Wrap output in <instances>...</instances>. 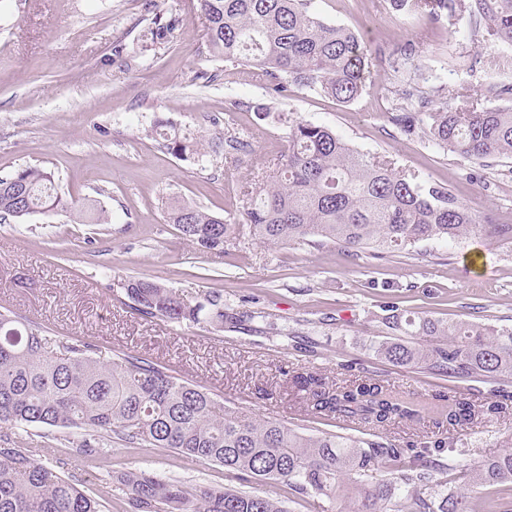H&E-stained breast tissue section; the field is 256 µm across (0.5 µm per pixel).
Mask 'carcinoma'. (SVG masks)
I'll return each instance as SVG.
<instances>
[{"mask_svg":"<svg viewBox=\"0 0 512 512\" xmlns=\"http://www.w3.org/2000/svg\"><path fill=\"white\" fill-rule=\"evenodd\" d=\"M207 49L227 66L244 63L271 94L297 85L342 104L358 100L369 78V55L344 26L313 15L309 0H197ZM410 15L464 18L478 24L483 44L512 47V0H391ZM172 21L155 20L152 42L168 39ZM400 103L390 122L471 163L512 158V108L487 106L461 94L448 106V88L419 91L423 74L404 56L391 62ZM483 68L498 81L484 97L512 94V56L490 54ZM155 134L168 153L206 161L201 141L169 122ZM253 234L276 245L317 237L356 253L411 248L426 240L456 241L471 235L512 240L511 224H485L444 186L368 156L323 126L288 125V151L273 159L259 186L243 191ZM75 207L59 192L55 176L21 168L0 177V214L16 220ZM167 221L202 252L224 253L234 239L231 218L217 217L187 201H174ZM126 293L136 311L172 322L224 328V296L214 291L192 303L155 281L134 280ZM385 336L370 349L396 365L464 377L512 378V328L481 322H446L383 307ZM39 327L0 311V512H102L76 480L43 465L33 450L15 444L7 430L38 423L80 431L75 452L99 461L101 446L118 433L138 448H171L254 480L273 479L305 497L344 498L350 512H477L491 490L512 485V451L474 466L446 468L423 459V444L393 443L321 432L308 435L273 420L258 421L224 405L203 388L142 358H104L74 338L58 355ZM307 411L373 429L419 419V410L376 379L330 385L316 372L293 376ZM497 401L482 405L448 398L435 424L471 429L479 419L504 412ZM131 512H285L278 502L231 487L186 486L145 470L124 474Z\"/></svg>","mask_w":512,"mask_h":512,"instance_id":"carcinoma-1","label":"carcinoma"}]
</instances>
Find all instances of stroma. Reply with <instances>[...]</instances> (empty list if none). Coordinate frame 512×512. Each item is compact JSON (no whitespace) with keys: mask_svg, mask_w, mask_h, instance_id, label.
<instances>
[{"mask_svg":"<svg viewBox=\"0 0 512 512\" xmlns=\"http://www.w3.org/2000/svg\"><path fill=\"white\" fill-rule=\"evenodd\" d=\"M323 21L345 26L372 54L363 96L342 104L291 88L272 98L250 67H230L206 50L197 0H0V176L26 166L54 172L60 192L94 199L109 213L88 224L58 211L0 222V309L45 328L60 342L80 338L103 354H131L203 386L225 405L307 433L353 435L351 423L310 415L293 375L318 372L333 383L374 378L407 401L455 395L474 403L507 396L512 379L453 377L396 366L367 345L382 334V308L444 321L512 327V240H427L376 256L331 243L262 242L253 236L239 185L228 176L261 171L288 148L277 112L328 127L364 154L386 156L445 185L494 224H512V158L479 166L408 135L389 121L396 83L390 61L412 53L428 85L483 93L490 46L468 22L452 26L392 8L389 0H311ZM171 19L167 42L147 40L156 16ZM183 133L220 137L208 163L161 149L156 118ZM241 141L240 151L225 145ZM233 217L223 255L200 252L166 219L169 198ZM156 281L197 302L217 291L240 328L171 323L141 316L128 281ZM76 432L19 427L20 446L65 462L104 512H128L120 481L129 470L166 480L238 488L278 501L286 512H347L343 501L302 497L279 481H242L223 467L169 448L107 443L99 464L74 455ZM512 450V414L451 432L443 460L474 464Z\"/></svg>","mask_w":512,"mask_h":512,"instance_id":"obj_1","label":"stroma"}]
</instances>
